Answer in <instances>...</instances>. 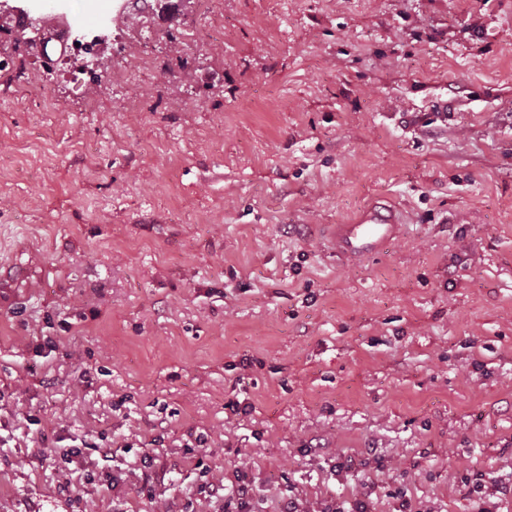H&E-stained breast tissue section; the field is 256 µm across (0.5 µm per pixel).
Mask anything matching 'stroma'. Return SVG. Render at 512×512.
I'll list each match as a JSON object with an SVG mask.
<instances>
[{"label":"stroma","mask_w":512,"mask_h":512,"mask_svg":"<svg viewBox=\"0 0 512 512\" xmlns=\"http://www.w3.org/2000/svg\"><path fill=\"white\" fill-rule=\"evenodd\" d=\"M83 18L108 73L0 71V512H224L243 460L262 512H512V0ZM375 202L402 236L337 264ZM135 1V3L139 6L145 3V8L141 9L140 11H135L133 14L137 18V22L135 24V27L132 29V34L135 39L138 41L140 39H143L145 35L149 32V28L152 25V14L147 12V5L155 0H132ZM161 2H167L169 5H162ZM156 8L160 9L161 11H168L171 8H176L179 5H173L169 1H163V0H156L155 5ZM366 483H362L356 494L347 500L331 501L322 512H370V496Z\"/></svg>","instance_id":"obj_1"}]
</instances>
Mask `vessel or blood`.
Segmentation results:
<instances>
[{
    "instance_id": "obj_1",
    "label": "vessel or blood",
    "mask_w": 512,
    "mask_h": 512,
    "mask_svg": "<svg viewBox=\"0 0 512 512\" xmlns=\"http://www.w3.org/2000/svg\"><path fill=\"white\" fill-rule=\"evenodd\" d=\"M403 223V215L396 208L369 207L354 223L332 225L328 250L345 262L381 254L400 237Z\"/></svg>"
}]
</instances>
